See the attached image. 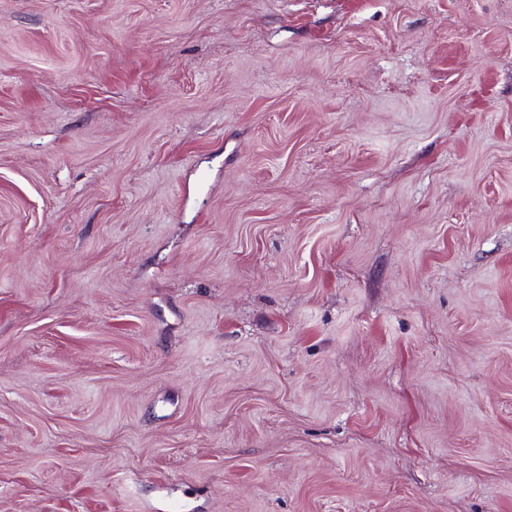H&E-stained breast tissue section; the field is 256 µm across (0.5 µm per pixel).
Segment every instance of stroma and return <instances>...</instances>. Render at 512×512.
I'll use <instances>...</instances> for the list:
<instances>
[{
	"mask_svg": "<svg viewBox=\"0 0 512 512\" xmlns=\"http://www.w3.org/2000/svg\"><path fill=\"white\" fill-rule=\"evenodd\" d=\"M0 0V512H512V0Z\"/></svg>",
	"mask_w": 512,
	"mask_h": 512,
	"instance_id": "1",
	"label": "stroma"
}]
</instances>
